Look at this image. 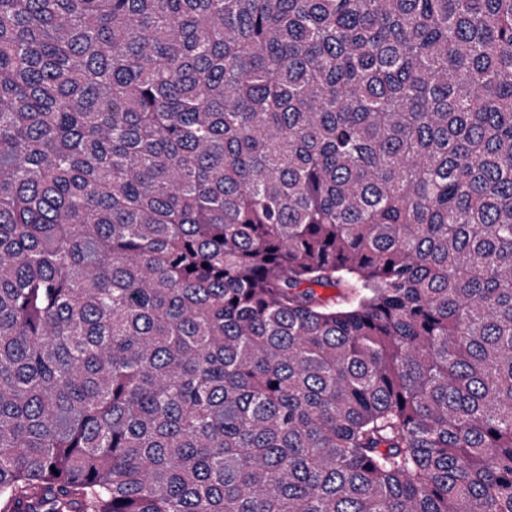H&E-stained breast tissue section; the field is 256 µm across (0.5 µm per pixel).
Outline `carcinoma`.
<instances>
[{"label":"carcinoma","instance_id":"obj_1","mask_svg":"<svg viewBox=\"0 0 512 512\" xmlns=\"http://www.w3.org/2000/svg\"><path fill=\"white\" fill-rule=\"evenodd\" d=\"M0 503L512 512V0H0Z\"/></svg>","mask_w":512,"mask_h":512}]
</instances>
